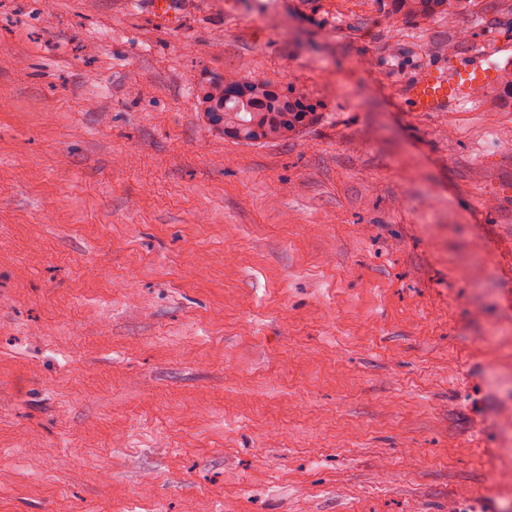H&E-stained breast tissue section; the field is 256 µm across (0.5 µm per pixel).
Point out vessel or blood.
Segmentation results:
<instances>
[{
    "instance_id": "vessel-or-blood-1",
    "label": "vessel or blood",
    "mask_w": 512,
    "mask_h": 512,
    "mask_svg": "<svg viewBox=\"0 0 512 512\" xmlns=\"http://www.w3.org/2000/svg\"><path fill=\"white\" fill-rule=\"evenodd\" d=\"M471 55L477 59V67L460 71L432 68L408 85L406 95L417 111H441L497 81L499 68L489 62V49L478 43L472 46Z\"/></svg>"
}]
</instances>
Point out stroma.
I'll return each mask as SVG.
<instances>
[{"instance_id":"stroma-1","label":"stroma","mask_w":512,"mask_h":512,"mask_svg":"<svg viewBox=\"0 0 512 512\" xmlns=\"http://www.w3.org/2000/svg\"><path fill=\"white\" fill-rule=\"evenodd\" d=\"M512 0H0V512H512ZM234 72L317 118L248 144ZM400 3V12L404 15L418 16L445 13L462 3L463 0H394ZM487 67L454 70L431 68L418 80L410 83L406 95L417 111L439 112L448 105L468 99L476 90L495 83L499 68L494 63Z\"/></svg>"}]
</instances>
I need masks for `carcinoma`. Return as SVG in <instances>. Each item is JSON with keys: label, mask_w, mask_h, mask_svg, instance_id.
<instances>
[{"label": "carcinoma", "mask_w": 512, "mask_h": 512, "mask_svg": "<svg viewBox=\"0 0 512 512\" xmlns=\"http://www.w3.org/2000/svg\"><path fill=\"white\" fill-rule=\"evenodd\" d=\"M409 16L445 13L459 0H399ZM205 111L224 120V135L249 143L285 140L315 118L314 104L302 94L283 92L265 80L235 73L204 90Z\"/></svg>", "instance_id": "carcinoma-1"}]
</instances>
